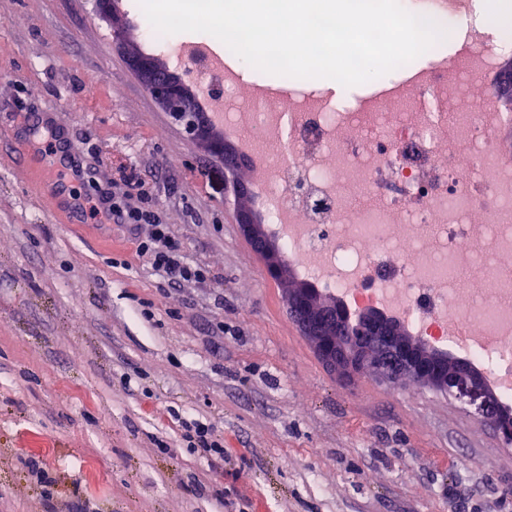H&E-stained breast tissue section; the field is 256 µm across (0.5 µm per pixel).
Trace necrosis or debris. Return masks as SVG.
<instances>
[{
  "mask_svg": "<svg viewBox=\"0 0 512 512\" xmlns=\"http://www.w3.org/2000/svg\"><path fill=\"white\" fill-rule=\"evenodd\" d=\"M175 46L225 135L278 145L254 190L300 273L439 336L511 401L512 100L494 88L512 33L432 54L414 81L348 109L313 95L226 108L235 78L204 47Z\"/></svg>",
  "mask_w": 512,
  "mask_h": 512,
  "instance_id": "4bbe7bcc",
  "label": "necrosis or debris"
}]
</instances>
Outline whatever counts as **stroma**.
Here are the masks:
<instances>
[{
	"label": "stroma",
	"instance_id": "1",
	"mask_svg": "<svg viewBox=\"0 0 512 512\" xmlns=\"http://www.w3.org/2000/svg\"><path fill=\"white\" fill-rule=\"evenodd\" d=\"M138 5L0 0V512H512L488 423L308 345L223 163L113 46H145ZM45 120L93 169L85 192L136 174L210 280L169 286L124 226L68 223L31 148ZM193 420L223 458L186 446Z\"/></svg>",
	"mask_w": 512,
	"mask_h": 512
}]
</instances>
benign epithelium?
Listing matches in <instances>:
<instances>
[{
	"instance_id": "7a95c632",
	"label": "benign epithelium",
	"mask_w": 512,
	"mask_h": 512,
	"mask_svg": "<svg viewBox=\"0 0 512 512\" xmlns=\"http://www.w3.org/2000/svg\"><path fill=\"white\" fill-rule=\"evenodd\" d=\"M142 84L164 111L202 141L212 156L224 161L235 200L246 193L238 178L241 166L223 131L194 108L195 91L184 85L169 66L140 53L130 56ZM241 232L263 259L267 275L285 279L288 268L280 248L252 211L236 208ZM288 313L315 354L344 375L367 372L387 383L413 382L468 406L496 430L501 443L512 446V410L504 407L485 374L465 360L448 362L446 352L406 331L400 320L375 308L351 313L336 300L321 301L316 288L284 289Z\"/></svg>"
}]
</instances>
